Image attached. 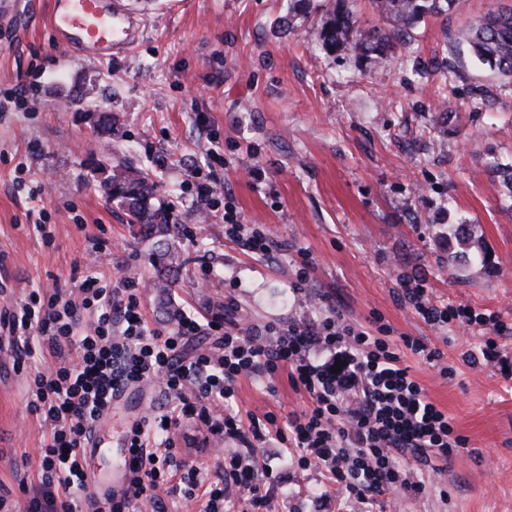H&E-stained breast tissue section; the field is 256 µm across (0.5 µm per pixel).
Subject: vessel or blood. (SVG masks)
Returning <instances> with one entry per match:
<instances>
[{
  "instance_id": "b4317fda",
  "label": "vessel or blood",
  "mask_w": 512,
  "mask_h": 512,
  "mask_svg": "<svg viewBox=\"0 0 512 512\" xmlns=\"http://www.w3.org/2000/svg\"><path fill=\"white\" fill-rule=\"evenodd\" d=\"M49 22L63 50L93 60L111 57L134 36L129 14L115 0H51Z\"/></svg>"
}]
</instances>
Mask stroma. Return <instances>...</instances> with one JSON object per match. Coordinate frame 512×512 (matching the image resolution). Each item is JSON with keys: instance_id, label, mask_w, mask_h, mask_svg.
Listing matches in <instances>:
<instances>
[{"instance_id": "stroma-1", "label": "stroma", "mask_w": 512, "mask_h": 512, "mask_svg": "<svg viewBox=\"0 0 512 512\" xmlns=\"http://www.w3.org/2000/svg\"><path fill=\"white\" fill-rule=\"evenodd\" d=\"M122 2L136 37L108 60L58 48L49 0H11L13 18L0 24V307L104 272L143 278L153 324L228 296L258 325L315 315L323 295L352 323L380 315L394 335L423 339L453 366L446 379L423 356H404L470 450L441 462L425 494L379 497L380 512H512V378L465 361L485 328L430 327L400 297L404 281L421 276L433 304L495 312L512 325V79L461 40L512 0H466L462 10L426 17L382 61L314 43L336 0ZM105 114L108 132L99 126ZM111 150L129 155L163 204L184 202L171 223L196 229L192 241L173 234L181 262L166 294L151 286L157 238L128 224L102 192ZM214 178L232 197L216 196L212 218L196 225V188ZM39 185L41 200H31ZM228 202L274 240L272 258L225 241ZM452 224L467 226L486 263H469L448 236ZM301 249L310 264L298 294ZM271 383L239 382L240 415L271 412L282 422L307 407L287 372ZM29 401L0 351V497L11 512H24L21 488L37 481L46 435ZM176 444L182 458L210 469L218 448L272 469L278 512L350 510L276 440L212 436L189 419Z\"/></svg>"}]
</instances>
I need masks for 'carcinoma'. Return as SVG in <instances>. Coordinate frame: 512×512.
I'll return each instance as SVG.
<instances>
[{"instance_id":"cac0c4a2","label":"carcinoma","mask_w":512,"mask_h":512,"mask_svg":"<svg viewBox=\"0 0 512 512\" xmlns=\"http://www.w3.org/2000/svg\"><path fill=\"white\" fill-rule=\"evenodd\" d=\"M463 0H372L374 11L392 26V32L362 27L351 5L341 4L322 19L315 37L324 50L345 52L359 48L371 49L385 59L391 48L392 34L411 28L428 15L459 10ZM466 40L484 64L507 77H512V9L491 14L473 25ZM105 197L124 208L129 223L137 225L150 236H166L171 228L165 212L154 203V184L123 161L111 165V173L103 181Z\"/></svg>"}]
</instances>
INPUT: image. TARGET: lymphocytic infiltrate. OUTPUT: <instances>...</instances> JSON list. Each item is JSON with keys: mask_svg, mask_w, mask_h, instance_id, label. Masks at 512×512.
<instances>
[{"mask_svg": "<svg viewBox=\"0 0 512 512\" xmlns=\"http://www.w3.org/2000/svg\"><path fill=\"white\" fill-rule=\"evenodd\" d=\"M224 238L261 257L276 248L262 227L246 229L231 206L224 209ZM141 294L139 278L115 283L89 275L78 289L56 284L0 308V337L48 431L26 512H169L173 500L198 498L201 512H225L236 488L248 493L245 512H274L272 492L248 459L217 462L211 472L179 458L175 436L194 417L214 435L243 442L268 435L294 449L301 467L327 474L355 512H373L384 494L423 493L434 479L432 458L453 459L468 445L403 362V351L423 355L444 376L441 352L411 336L392 340L381 317L368 328L355 325L325 295L318 317L260 326L238 319L230 298L222 309L183 312L172 324L154 326L142 313ZM402 296L427 324L491 326L482 357L512 372L498 343L512 328L498 315L437 307L419 283ZM36 347L44 361L32 370L27 361ZM282 370L308 395L307 409L282 425L271 414L234 413L240 380L271 381ZM143 381L156 382L165 401L149 406L126 432L130 487L92 499L83 467L90 434L118 393Z\"/></svg>", "mask_w": 512, "mask_h": 512, "instance_id": "obj_1", "label": "lymphocytic infiltrate"}]
</instances>
